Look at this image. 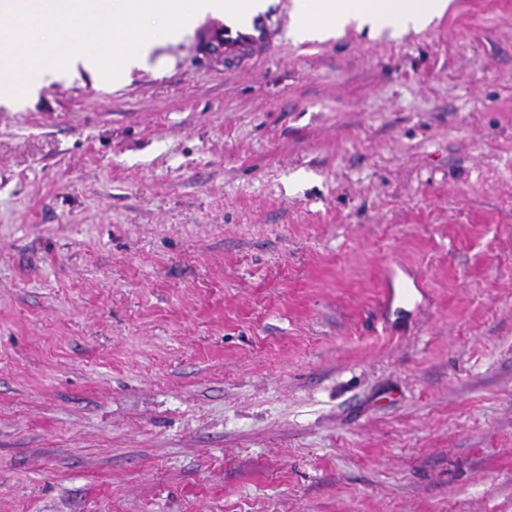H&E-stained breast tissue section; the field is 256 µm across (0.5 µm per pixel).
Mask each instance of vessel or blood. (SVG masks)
I'll return each mask as SVG.
<instances>
[{"instance_id":"vessel-or-blood-1","label":"vessel or blood","mask_w":512,"mask_h":512,"mask_svg":"<svg viewBox=\"0 0 512 512\" xmlns=\"http://www.w3.org/2000/svg\"><path fill=\"white\" fill-rule=\"evenodd\" d=\"M202 43L205 48L223 52L224 61L229 64L268 53L272 39L270 29L263 19L225 18L216 26L204 30Z\"/></svg>"}]
</instances>
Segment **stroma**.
I'll use <instances>...</instances> for the list:
<instances>
[{
	"mask_svg": "<svg viewBox=\"0 0 512 512\" xmlns=\"http://www.w3.org/2000/svg\"><path fill=\"white\" fill-rule=\"evenodd\" d=\"M293 5L0 107V512H512V0ZM449 0H295L291 35L300 43H322L347 28L425 29L448 10ZM202 43L205 48L224 52V62L229 64L245 57L267 54L272 39L263 19L223 18L216 26L204 30Z\"/></svg>",
	"mask_w": 512,
	"mask_h": 512,
	"instance_id": "obj_1",
	"label": "stroma"
}]
</instances>
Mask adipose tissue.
<instances>
[{
    "instance_id": "1",
    "label": "adipose tissue",
    "mask_w": 512,
    "mask_h": 512,
    "mask_svg": "<svg viewBox=\"0 0 512 512\" xmlns=\"http://www.w3.org/2000/svg\"><path fill=\"white\" fill-rule=\"evenodd\" d=\"M449 0H294L291 34L300 43H322L347 28L406 30L427 28Z\"/></svg>"
}]
</instances>
